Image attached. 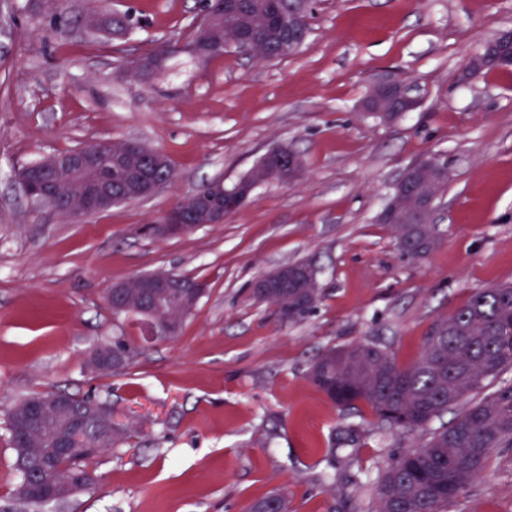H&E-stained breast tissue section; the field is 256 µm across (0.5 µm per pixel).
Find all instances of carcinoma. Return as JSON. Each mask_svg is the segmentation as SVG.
Masks as SVG:
<instances>
[{
  "mask_svg": "<svg viewBox=\"0 0 512 512\" xmlns=\"http://www.w3.org/2000/svg\"><path fill=\"white\" fill-rule=\"evenodd\" d=\"M245 11L224 17V25L264 26L267 13L274 10L288 15L293 0H244ZM224 40V30L197 29L191 34L187 50L197 56L196 48L207 50L209 58L228 53L213 44ZM172 49L160 45L147 54L157 62L152 77L166 68ZM502 68L486 58L481 48L472 56L464 78L484 76ZM135 77L146 80L149 75L132 69ZM406 111L404 101L391 100L384 112L371 111L380 120L391 123ZM431 177L421 189L439 196L447 183L445 163L437 156L423 158ZM267 162L258 158L238 183L226 189L232 196L240 185L256 187L261 181L255 175L266 169ZM416 192L409 186L392 189L386 209L389 225L396 233L404 256L421 260L439 244L436 225L423 221L416 209ZM312 264L294 262L288 268V283L266 289L256 299L275 308L282 321L298 322L310 311L302 305L301 296L314 295L312 305L321 300L318 288H306L305 272ZM512 368V284L481 288L451 315L436 322L426 336L415 361L398 364L391 348L374 339L322 352L308 371L310 382L340 406L366 404L377 418L381 430L400 429L420 434V442L404 449L393 458L378 481L375 512H448L468 487L488 468L502 448H512V384L481 395L501 372ZM455 409L457 415L447 427L431 430L430 424L444 412ZM68 426L49 417L25 441H11L14 458L37 450L48 456L46 468L40 471L42 484H75L74 491L86 489L92 459L114 446L120 433L112 431V439L104 441L88 425L79 432L80 449L67 455L52 453V437ZM286 503L282 496H266L254 502L249 512H278Z\"/></svg>",
  "mask_w": 512,
  "mask_h": 512,
  "instance_id": "obj_1",
  "label": "carcinoma"
}]
</instances>
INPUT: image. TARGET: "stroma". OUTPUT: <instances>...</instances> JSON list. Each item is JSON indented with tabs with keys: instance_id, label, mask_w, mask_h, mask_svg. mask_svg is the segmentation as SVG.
I'll return each mask as SVG.
<instances>
[{
	"instance_id": "35a3bbf8",
	"label": "stroma",
	"mask_w": 512,
	"mask_h": 512,
	"mask_svg": "<svg viewBox=\"0 0 512 512\" xmlns=\"http://www.w3.org/2000/svg\"><path fill=\"white\" fill-rule=\"evenodd\" d=\"M57 0H0V512L15 500L8 412L32 392L112 407L124 438L96 457L98 484L67 512H247L284 492L288 512H374L392 458L416 443L379 430L365 404L336 405L307 371L324 349L367 338L399 364L477 288L512 283V70L463 80L475 51L512 29V0H320L304 46L259 63L180 52L165 76L129 63L184 45L200 0H67L72 13L130 11L142 28L108 42L54 24ZM418 107L386 124L362 112L378 78ZM165 153L176 178L154 196L79 223L36 208L15 172L97 140ZM299 153L293 184L266 183L223 223L148 233L215 179L232 185L269 147ZM441 157L438 247L405 257L378 216L413 161ZM307 261L322 301L281 323L253 296L278 265ZM166 270L207 282L178 337L144 342L114 317L112 284ZM135 350L120 375L90 372L99 344ZM452 512H512V448Z\"/></svg>"
}]
</instances>
